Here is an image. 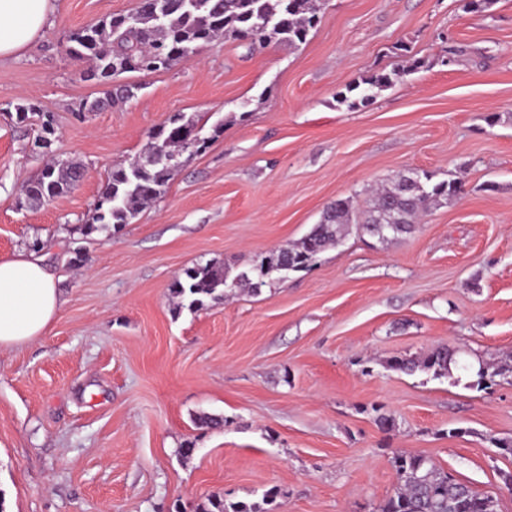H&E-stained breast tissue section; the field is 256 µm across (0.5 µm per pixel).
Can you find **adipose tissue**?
Here are the masks:
<instances>
[{
    "mask_svg": "<svg viewBox=\"0 0 512 512\" xmlns=\"http://www.w3.org/2000/svg\"><path fill=\"white\" fill-rule=\"evenodd\" d=\"M53 11V0H0V58L34 44ZM60 308L55 275L41 256L21 252L0 260V347L44 335Z\"/></svg>",
    "mask_w": 512,
    "mask_h": 512,
    "instance_id": "obj_1",
    "label": "adipose tissue"
}]
</instances>
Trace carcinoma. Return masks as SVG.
Here are the masks:
<instances>
[{"label": "carcinoma", "mask_w": 512, "mask_h": 512, "mask_svg": "<svg viewBox=\"0 0 512 512\" xmlns=\"http://www.w3.org/2000/svg\"><path fill=\"white\" fill-rule=\"evenodd\" d=\"M317 0H138L134 16L136 35L116 41L114 31L123 26L124 16L117 15L79 29L70 36V53L93 62L89 76L102 82L123 73L162 72L181 60L194 56L200 47L219 38L242 40L255 50L276 40L290 46L306 41L319 21ZM400 72L373 74L347 88L339 102L350 108L369 103L375 95L394 84ZM128 89L122 86L104 92V96L85 101L82 110L96 112L112 105ZM204 123L195 116L177 113L149 135L169 156L198 153L209 140L195 143ZM178 165L166 161L147 163L138 156L127 164H117L108 173L91 220L81 225L85 235L118 229L136 216L139 209L161 197ZM83 177L80 164L66 162L46 166L40 175L23 188L31 205L49 202L78 183ZM415 178L420 186L413 187ZM427 171L398 175L391 186L375 191L370 207L356 210L347 199H338L323 212L319 223L294 246L256 262L250 272L227 282L224 268L217 264L194 266L170 285L173 294L188 301V307L200 308L206 302L224 298L225 290L244 286L252 293L269 284L270 275L297 272L307 267L310 258L338 243L344 226L355 224L362 232L383 242L410 231L421 213L432 205L453 200L464 190L459 178L432 182ZM456 351L438 346L427 353L397 359L391 367L406 373L431 371L436 376L451 373ZM512 375L509 364L487 363L479 368L475 384L487 388L500 377ZM397 487L381 506L380 512H497L496 499L479 494L457 482L422 454L399 453L393 457ZM201 512H269L258 503H224L214 496Z\"/></svg>", "instance_id": "obj_1"}]
</instances>
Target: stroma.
<instances>
[{"mask_svg": "<svg viewBox=\"0 0 512 512\" xmlns=\"http://www.w3.org/2000/svg\"><path fill=\"white\" fill-rule=\"evenodd\" d=\"M137 2L55 0L38 41L0 59V259L38 251L63 300L44 336L0 348V512H196L215 493L256 502L272 487V512H379L400 452L512 512V456L495 445L512 440V383L389 366L439 345L475 365L512 359V0L481 13L323 0L299 47L217 40L121 75L132 98L80 111L102 87L70 34ZM397 68L368 104L339 103ZM21 105L36 118L17 123ZM179 112L224 129L131 224L83 236L112 166ZM45 115L48 150L35 145ZM52 154L83 179L25 204ZM409 170L464 191L397 240L353 230L259 294L175 310L184 269L249 270L331 202L364 205ZM202 415L225 425L198 427Z\"/></svg>", "mask_w": 512, "mask_h": 512, "instance_id": "obj_1", "label": "stroma"}]
</instances>
